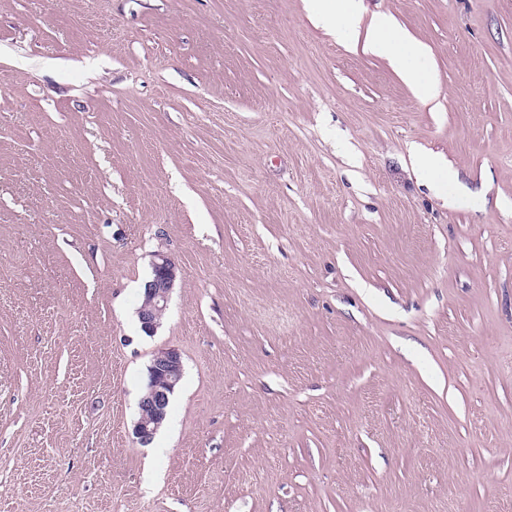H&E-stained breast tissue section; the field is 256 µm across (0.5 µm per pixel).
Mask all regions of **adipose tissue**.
I'll list each match as a JSON object with an SVG mask.
<instances>
[{"instance_id":"obj_1","label":"adipose tissue","mask_w":512,"mask_h":512,"mask_svg":"<svg viewBox=\"0 0 512 512\" xmlns=\"http://www.w3.org/2000/svg\"><path fill=\"white\" fill-rule=\"evenodd\" d=\"M309 7L315 23L348 48L385 57L421 102L437 99V82L425 65L426 46L404 32L391 14L364 19L363 0H309Z\"/></svg>"}]
</instances>
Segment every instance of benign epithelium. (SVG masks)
<instances>
[{
    "instance_id": "benign-epithelium-1",
    "label": "benign epithelium",
    "mask_w": 512,
    "mask_h": 512,
    "mask_svg": "<svg viewBox=\"0 0 512 512\" xmlns=\"http://www.w3.org/2000/svg\"><path fill=\"white\" fill-rule=\"evenodd\" d=\"M177 273L178 268L170 257L155 255L150 279L144 284V302L137 310L140 328L149 336L156 333L161 324ZM182 374L183 360L178 350L167 348L153 355L133 428L140 444H150L165 424L170 397L181 381Z\"/></svg>"
}]
</instances>
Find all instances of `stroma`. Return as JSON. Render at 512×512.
<instances>
[{
  "label": "stroma",
  "mask_w": 512,
  "mask_h": 512,
  "mask_svg": "<svg viewBox=\"0 0 512 512\" xmlns=\"http://www.w3.org/2000/svg\"><path fill=\"white\" fill-rule=\"evenodd\" d=\"M364 5L0 0V512H512V0ZM313 20L348 48L384 56L423 103L438 98L437 82L426 67L427 48L409 36L388 13H375L363 29V0H309ZM178 268L175 262L164 254H156L152 262L150 279L144 284L143 304L137 310L142 332L156 333L175 286ZM182 374L183 360L178 350L167 348L153 355L133 428L140 444H150L165 424L170 397L181 381Z\"/></svg>",
  "instance_id": "obj_1"
}]
</instances>
